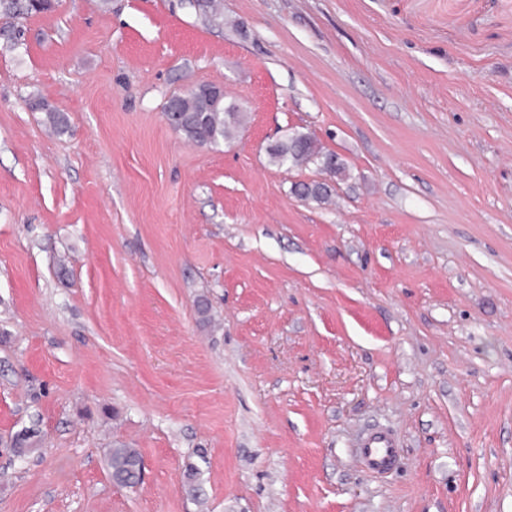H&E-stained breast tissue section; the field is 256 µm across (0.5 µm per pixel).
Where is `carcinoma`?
I'll use <instances>...</instances> for the list:
<instances>
[{"mask_svg":"<svg viewBox=\"0 0 512 512\" xmlns=\"http://www.w3.org/2000/svg\"><path fill=\"white\" fill-rule=\"evenodd\" d=\"M50 11L49 6L37 7L33 0H0V13L13 19L8 28L23 36L20 20ZM183 112L176 132L187 141L212 146L231 141L244 120V113L233 103H225L224 91L218 87L203 85L198 91L182 99ZM34 109L45 113L46 121L54 130L61 132L67 125L66 117L47 100H35ZM271 161L278 166L301 167L317 163L332 177L345 172V165L336 160V154L327 152L317 140L307 134L294 132L286 139L269 148ZM293 192L303 199L322 201L329 197L331 189L325 184L298 183ZM109 465L112 478L126 485H135L142 470V458L134 448H114L110 452Z\"/></svg>","mask_w":512,"mask_h":512,"instance_id":"obj_1","label":"carcinoma"}]
</instances>
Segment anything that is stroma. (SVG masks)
Masks as SVG:
<instances>
[{
    "label": "stroma",
    "instance_id": "35a3bbf8",
    "mask_svg": "<svg viewBox=\"0 0 512 512\" xmlns=\"http://www.w3.org/2000/svg\"><path fill=\"white\" fill-rule=\"evenodd\" d=\"M221 10L59 0L0 45V512H512V0ZM201 84L232 142L167 124ZM190 89L188 93L195 90ZM179 97L170 96L165 108V119L174 130ZM183 110L177 123L176 132L187 141L200 145H219L231 141L244 120V113L233 103L226 104L224 91L218 87L203 85L181 100ZM271 161L278 166L301 167L317 163L331 177H338L345 172V165L337 159L336 154L324 151L317 140L307 133L294 132L285 140L269 148ZM360 457L366 469L385 474L394 469L399 460L396 437L384 429L369 432L360 443ZM112 478L126 485H135L142 470V458L134 448H112L109 457Z\"/></svg>",
    "mask_w": 512,
    "mask_h": 512
}]
</instances>
